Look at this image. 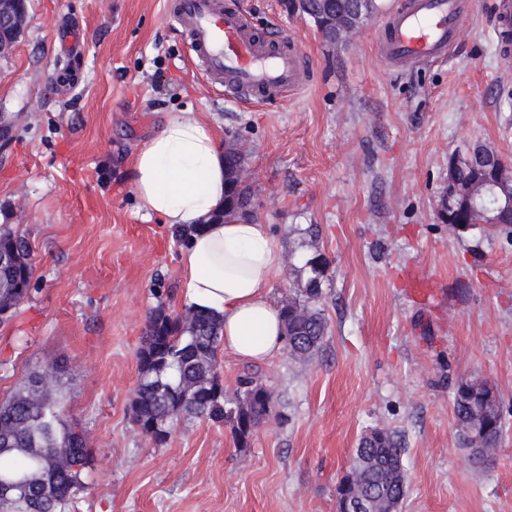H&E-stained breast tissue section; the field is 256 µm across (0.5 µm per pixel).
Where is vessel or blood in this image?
I'll return each instance as SVG.
<instances>
[{"label":"vessel or blood","mask_w":512,"mask_h":512,"mask_svg":"<svg viewBox=\"0 0 512 512\" xmlns=\"http://www.w3.org/2000/svg\"><path fill=\"white\" fill-rule=\"evenodd\" d=\"M470 0H405L380 42L388 62L445 58ZM168 14L188 34L192 61L225 93L275 98L297 91L305 60L289 48L266 47L249 19L222 0H170ZM497 41L512 44V0L496 5Z\"/></svg>","instance_id":"vessel-or-blood-1"}]
</instances>
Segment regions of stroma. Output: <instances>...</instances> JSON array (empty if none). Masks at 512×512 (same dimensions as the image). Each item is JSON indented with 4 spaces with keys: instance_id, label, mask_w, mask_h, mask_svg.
<instances>
[{
    "instance_id": "35a3bbf8",
    "label": "stroma",
    "mask_w": 512,
    "mask_h": 512,
    "mask_svg": "<svg viewBox=\"0 0 512 512\" xmlns=\"http://www.w3.org/2000/svg\"><path fill=\"white\" fill-rule=\"evenodd\" d=\"M264 39L307 61L300 90L226 100L188 57L166 0H27V24L0 59V226L26 243L29 294L0 324V399L56 365L67 411L92 450L69 512H336L361 436L404 442L400 512H512V235L454 232L435 209L450 159L482 143L512 162V51L492 36V0H474L443 62L396 64L379 48L389 14L324 40L289 0H231ZM81 24L77 55L62 25ZM169 112H195L240 143L252 214L284 248L272 297L284 304L326 262L328 321L307 359L250 366L220 353L234 393L254 371L276 397L238 444L230 425L179 419L155 445L133 423L138 352L150 313L184 309L169 225L146 219L133 160ZM431 285L409 297L414 278ZM486 380L505 432L471 465L453 411L460 379Z\"/></svg>"
}]
</instances>
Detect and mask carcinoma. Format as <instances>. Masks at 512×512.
I'll return each instance as SVG.
<instances>
[{"mask_svg":"<svg viewBox=\"0 0 512 512\" xmlns=\"http://www.w3.org/2000/svg\"><path fill=\"white\" fill-rule=\"evenodd\" d=\"M498 155L481 144L474 145V157L462 161L457 178L466 180L475 167H491ZM475 224L512 229V209L487 211L469 217ZM27 254L23 240L9 228L0 229V250ZM325 270L309 267V277L296 297L282 307L287 326L286 344L291 357L315 354L328 330V321L317 303L322 295L321 279ZM32 266L25 262L0 266L1 281L23 285L19 292L0 290V302L19 306L26 298ZM144 345L139 351V381L132 401L133 421L140 432L156 445L167 442L173 422L182 416L205 417L216 424L229 423L239 444L246 443L251 432L277 415L274 394L246 372L239 379L235 398L224 394L219 375L218 348L221 344L220 321L209 313L185 309L172 316L158 310L149 318ZM477 380L458 382L453 395L456 420L464 424L460 435L466 447L473 439L471 427L485 430L487 442H501L505 421L497 402L488 405L484 415L476 413L485 390L476 388ZM379 441L364 436L359 447L374 452L381 460L403 452L402 440L390 429H375ZM84 429L66 419L59 389L38 398L19 391L0 401V477L24 473L31 477L29 487L10 506L11 512H67L76 493L84 488L83 472L90 464V450L83 443ZM70 454L65 470L55 467V457ZM373 497L404 498L405 490L393 480L387 469L379 468L373 477Z\"/></svg>","mask_w":512,"mask_h":512,"instance_id":"carcinoma-1","label":"carcinoma"}]
</instances>
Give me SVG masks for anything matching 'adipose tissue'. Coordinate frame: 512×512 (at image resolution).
<instances>
[{
	"mask_svg": "<svg viewBox=\"0 0 512 512\" xmlns=\"http://www.w3.org/2000/svg\"><path fill=\"white\" fill-rule=\"evenodd\" d=\"M227 185L220 140L195 113H170L136 154L133 187L144 216L196 228L179 254L186 305L220 317L226 352L262 365L285 344L271 298L283 256L268 225L221 219Z\"/></svg>",
	"mask_w": 512,
	"mask_h": 512,
	"instance_id": "1",
	"label": "adipose tissue"
}]
</instances>
